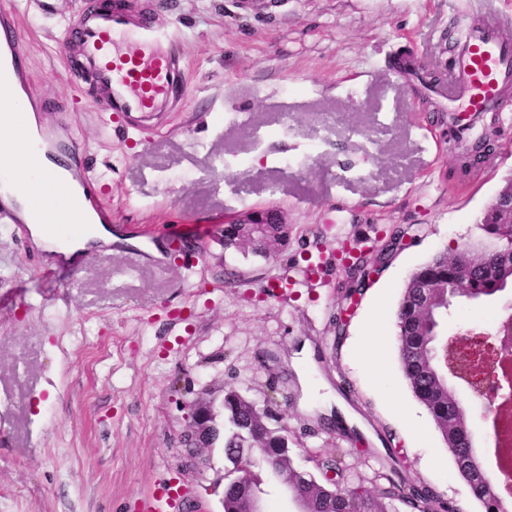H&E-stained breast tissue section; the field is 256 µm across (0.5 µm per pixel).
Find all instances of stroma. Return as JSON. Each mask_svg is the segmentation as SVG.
<instances>
[{"instance_id": "35a3bbf8", "label": "stroma", "mask_w": 512, "mask_h": 512, "mask_svg": "<svg viewBox=\"0 0 512 512\" xmlns=\"http://www.w3.org/2000/svg\"><path fill=\"white\" fill-rule=\"evenodd\" d=\"M10 2L36 94L66 103L38 121L84 149L71 168L95 184L112 253L46 272L45 249L0 219V512H141L158 482L179 481L187 404L228 386L287 426L299 469L333 457L350 484L405 479L480 512L406 383L394 325L411 274L482 237L512 174V80L502 111L476 122L495 149L465 175L448 101L423 83L449 73L450 21H490L512 0H114L125 43L146 15L177 29L185 73L163 126L128 131L78 49L59 48L79 0ZM289 154L304 167L284 168ZM271 209L288 226L279 253L225 250V222ZM393 236L402 248L348 307L339 251ZM133 246L151 259L134 262ZM310 255L325 275L304 285ZM283 276L294 287L268 294ZM503 306L455 304L445 338L493 333ZM225 468L215 448L191 491L204 512H224Z\"/></svg>"}]
</instances>
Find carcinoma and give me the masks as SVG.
<instances>
[{
  "mask_svg": "<svg viewBox=\"0 0 512 512\" xmlns=\"http://www.w3.org/2000/svg\"><path fill=\"white\" fill-rule=\"evenodd\" d=\"M488 237L495 238L503 228L495 209L488 207L480 217ZM288 239V225L271 224L259 237L246 224L224 225V248L265 256L274 253ZM456 260L444 250L417 268L411 283L429 285L439 294L457 288L454 276ZM504 280L512 281V271L493 257L474 271L471 293L481 299L496 295ZM419 288L404 290L396 313L397 349L401 369L414 396L427 409L443 441H448V411L451 408L448 382L439 365V342L433 327L443 320L445 312L435 315L423 309L413 295ZM224 410V427L215 435L214 443L224 449V460L233 465L236 479L224 486V512H244L255 501L260 482L253 471L252 450L260 449L275 476L288 480V493L304 512H419L424 500L434 494L429 486H395L390 491L373 494L365 488L333 491L312 474L299 470L287 451L288 430L274 426L272 416L234 389L224 391L219 403ZM469 489L483 512H494L496 504L489 495V481L481 473L469 474Z\"/></svg>",
  "mask_w": 512,
  "mask_h": 512,
  "instance_id": "1",
  "label": "carcinoma"
}]
</instances>
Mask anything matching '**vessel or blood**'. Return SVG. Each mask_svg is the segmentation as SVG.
Returning a JSON list of instances; mask_svg holds the SVG:
<instances>
[{"label": "vessel or blood", "mask_w": 512, "mask_h": 512, "mask_svg": "<svg viewBox=\"0 0 512 512\" xmlns=\"http://www.w3.org/2000/svg\"><path fill=\"white\" fill-rule=\"evenodd\" d=\"M128 25L124 10L108 0H81L78 14L65 26L61 47L78 46L83 69L103 92V111L136 129L142 114L174 101L184 80L175 28L144 19L137 48L131 51L117 41ZM21 42L16 12L9 0H0V91L22 73ZM511 76L512 44L502 40L498 27H467L454 44L452 74L442 92L452 102L465 99L467 112L476 116L498 108L500 85ZM34 163L44 169L58 192L70 195L69 186L58 176L68 167L62 147L49 143L46 151L35 154Z\"/></svg>", "instance_id": "b4317fda"}]
</instances>
